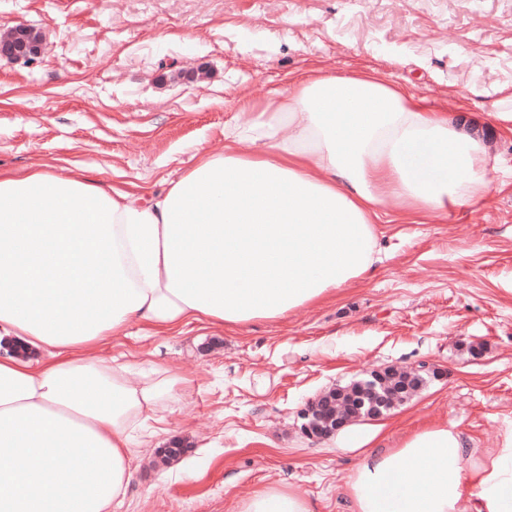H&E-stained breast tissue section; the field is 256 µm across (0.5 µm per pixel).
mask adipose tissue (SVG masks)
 I'll use <instances>...</instances> for the list:
<instances>
[{
	"label": "adipose tissue",
	"instance_id": "adipose-tissue-1",
	"mask_svg": "<svg viewBox=\"0 0 512 512\" xmlns=\"http://www.w3.org/2000/svg\"><path fill=\"white\" fill-rule=\"evenodd\" d=\"M483 128L371 72L314 71L245 106L223 150L157 195L0 170V512H114L139 430L194 381L94 350L136 326H244L336 299L371 273L379 225L487 199ZM379 435L344 430L350 512H512V428L481 452L445 424L382 451ZM239 512L316 510L273 484Z\"/></svg>",
	"mask_w": 512,
	"mask_h": 512
}]
</instances>
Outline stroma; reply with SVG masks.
I'll use <instances>...</instances> for the list:
<instances>
[{
    "label": "stroma",
    "instance_id": "35a3bbf8",
    "mask_svg": "<svg viewBox=\"0 0 512 512\" xmlns=\"http://www.w3.org/2000/svg\"><path fill=\"white\" fill-rule=\"evenodd\" d=\"M21 22L48 38L33 63L0 59V168L19 172L47 162L162 190L197 150L223 149L244 102L312 70H371L466 118L512 94V0H0V32ZM484 131L498 160L486 201L379 225L372 276L336 301L280 322L192 324L102 347L134 370L157 364L195 382L165 427L191 439L197 478L141 449L121 512H238L272 483L300 487L317 512H348L359 454L306 438L299 412L377 367L441 372L387 415L384 446L448 423L469 447H496L512 425V138Z\"/></svg>",
    "mask_w": 512,
    "mask_h": 512
}]
</instances>
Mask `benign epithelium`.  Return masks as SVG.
<instances>
[{
	"label": "benign epithelium",
	"instance_id": "benign-epithelium-1",
	"mask_svg": "<svg viewBox=\"0 0 512 512\" xmlns=\"http://www.w3.org/2000/svg\"><path fill=\"white\" fill-rule=\"evenodd\" d=\"M40 30L19 23L0 33V57L33 63L43 51ZM367 380L347 387H333L309 400L301 411V431L313 441L328 439L344 427L360 421H376L407 402L438 371L427 365L414 368L386 366L366 373Z\"/></svg>",
	"mask_w": 512,
	"mask_h": 512
}]
</instances>
